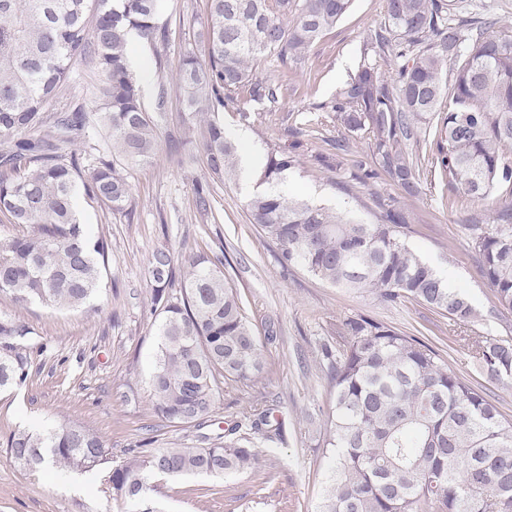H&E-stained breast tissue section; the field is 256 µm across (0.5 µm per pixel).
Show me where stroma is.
I'll return each instance as SVG.
<instances>
[{
  "instance_id": "stroma-1",
  "label": "stroma",
  "mask_w": 512,
  "mask_h": 512,
  "mask_svg": "<svg viewBox=\"0 0 512 512\" xmlns=\"http://www.w3.org/2000/svg\"><path fill=\"white\" fill-rule=\"evenodd\" d=\"M385 15V0H353L346 16L282 74L275 56L258 61V78L287 76L286 96L250 102L245 93L227 101L218 119L228 132L248 131L258 156L282 147L296 155L288 175L291 194L344 207L367 222L380 212L405 208L410 216L405 242L450 286L464 292L478 317L469 327L407 300L382 301L321 282L297 267H283L275 247L265 244L247 218L246 175L220 180L210 175L193 147L174 153L170 137L198 135L201 116L185 112L175 89L180 60L200 51L197 35L206 21L204 0H170L161 18L164 44L131 40L129 55L143 104L158 119L159 151L132 180V213L112 215L80 197L78 209L88 232L108 245V262L98 296L77 309L56 311L39 304L16 305L0 294V314L19 316L36 330L45 351L33 353L22 385L0 393V512H130L109 481L127 448L152 442L166 447L192 442L195 428L168 426L151 411L160 316L152 309L148 260L156 248L175 257L178 276L185 257L224 252L226 275L240 292L256 332L274 325L276 338L263 348L266 368L251 386L225 389L218 400L210 436L222 434L247 408L253 394L274 406L281 436L259 441L256 469L228 478L188 476L155 479L151 498L157 512H316L325 479L322 434L335 399L322 346H335L339 321L368 316L421 338L448 365L512 419V383L488 379L471 353L470 337L512 336V316L493 311L492 294L470 247L467 221L476 204L450 192L430 168L420 172L421 192L402 198L384 178L364 179L370 161L365 135L337 124L332 107L339 88L368 52ZM170 92L157 103L159 82ZM346 140L347 151L336 150ZM209 190L212 214L195 205L197 185ZM76 423L101 437L106 460L89 472L28 471L8 446L21 429Z\"/></svg>"
}]
</instances>
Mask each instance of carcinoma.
I'll use <instances>...</instances> for the list:
<instances>
[{
	"instance_id": "carcinoma-1",
	"label": "carcinoma",
	"mask_w": 512,
	"mask_h": 512,
	"mask_svg": "<svg viewBox=\"0 0 512 512\" xmlns=\"http://www.w3.org/2000/svg\"><path fill=\"white\" fill-rule=\"evenodd\" d=\"M351 0H205L199 32L203 56L181 61L177 86L189 112L215 115L244 90L251 101L288 93V70L346 15ZM464 0H386L363 62L336 94V122L369 140L368 178L387 177L409 199L419 194L416 171L428 165L452 192L473 201L496 199L493 225L469 218L471 247L493 292L494 308L512 314V35L476 32L454 22ZM166 0H0V214L31 228L0 240V293L18 306L75 309L97 292L107 244L80 223L84 194L114 213L132 212L129 171L158 152V125L146 112L128 56L131 37L166 40L159 24ZM273 54L283 72L261 80L253 64ZM98 71L97 100L49 121L46 112L70 80L73 66ZM397 79L381 77L380 64ZM441 117L437 150L424 149L432 116ZM111 157L88 173L68 146L85 135L89 112ZM197 151L219 177L239 170L237 147L224 125L205 122ZM296 159L268 151L256 173L263 189L247 216L279 262L298 265L336 288L409 299L459 326L476 317L469 301L402 239L409 215L390 209L374 223L349 211L293 196L285 182ZM180 295L174 259L153 251L147 276L160 307L159 344L151 379V410L173 425L201 431L225 388L259 377L268 326L256 334L242 298L224 276V255L188 260ZM36 332L0 317V389L21 385ZM480 370L512 380V339L471 336ZM335 409L324 439L327 468L318 512H512V420L455 373L435 350L402 331L361 316L336 329L329 360ZM273 409L254 395L243 417L266 441L280 435ZM235 421L224 436L203 432L196 443L147 448L112 469V488L157 512L146 496L153 475H231L256 468L254 439ZM21 464L92 470L104 461L102 440L77 424L11 435Z\"/></svg>"
}]
</instances>
